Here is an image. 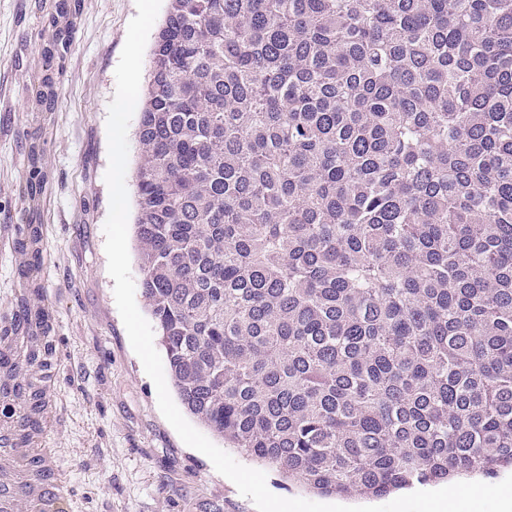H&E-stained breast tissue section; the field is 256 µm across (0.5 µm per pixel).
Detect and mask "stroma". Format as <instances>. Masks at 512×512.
Listing matches in <instances>:
<instances>
[{"instance_id": "obj_1", "label": "stroma", "mask_w": 512, "mask_h": 512, "mask_svg": "<svg viewBox=\"0 0 512 512\" xmlns=\"http://www.w3.org/2000/svg\"><path fill=\"white\" fill-rule=\"evenodd\" d=\"M55 4L0 0V225L33 224L41 233L39 286L55 325L57 399L45 441L60 453L72 512H256L160 412L107 270L106 121L135 0H80L71 46L48 67L41 52L54 33ZM47 76L50 112L36 100ZM33 146L45 175L36 207L26 190ZM230 454L265 472L277 496L330 501L239 449Z\"/></svg>"}]
</instances>
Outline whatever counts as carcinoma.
Listing matches in <instances>:
<instances>
[{
  "label": "carcinoma",
  "mask_w": 512,
  "mask_h": 512,
  "mask_svg": "<svg viewBox=\"0 0 512 512\" xmlns=\"http://www.w3.org/2000/svg\"><path fill=\"white\" fill-rule=\"evenodd\" d=\"M137 135L201 423L329 496L512 468V0H168Z\"/></svg>",
  "instance_id": "1"
}]
</instances>
